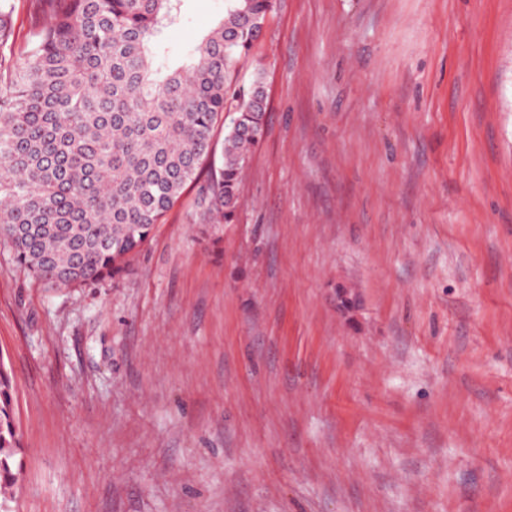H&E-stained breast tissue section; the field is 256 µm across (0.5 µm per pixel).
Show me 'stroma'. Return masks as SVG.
<instances>
[{
  "mask_svg": "<svg viewBox=\"0 0 512 512\" xmlns=\"http://www.w3.org/2000/svg\"><path fill=\"white\" fill-rule=\"evenodd\" d=\"M258 74L234 223L189 185L93 288L0 243L11 512H512V0H276ZM21 450L12 384L0 364V492L4 498L17 482V456Z\"/></svg>",
  "mask_w": 512,
  "mask_h": 512,
  "instance_id": "35a3bbf8",
  "label": "stroma"
}]
</instances>
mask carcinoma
Wrapping results in <instances>:
<instances>
[{
	"mask_svg": "<svg viewBox=\"0 0 512 512\" xmlns=\"http://www.w3.org/2000/svg\"><path fill=\"white\" fill-rule=\"evenodd\" d=\"M32 39L10 41L14 0H0V241L49 284L92 287L197 181L228 122L219 174L196 219L228 224L241 178L265 134L262 75L248 92L232 72L261 36L273 0H225L224 18L169 69L156 39L182 0H35ZM12 384L0 367V494L21 453Z\"/></svg>",
	"mask_w": 512,
	"mask_h": 512,
	"instance_id": "cac0c4a2",
	"label": "carcinoma"
}]
</instances>
